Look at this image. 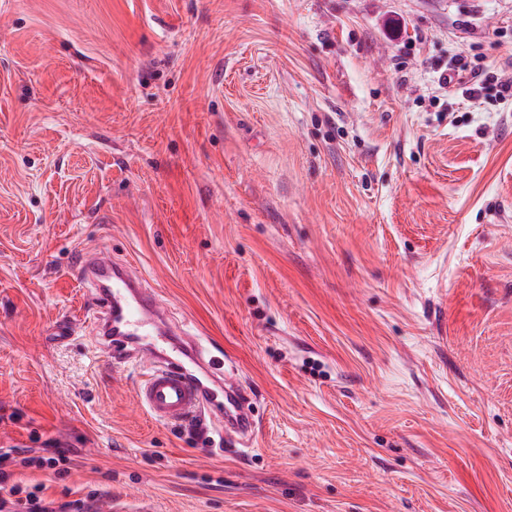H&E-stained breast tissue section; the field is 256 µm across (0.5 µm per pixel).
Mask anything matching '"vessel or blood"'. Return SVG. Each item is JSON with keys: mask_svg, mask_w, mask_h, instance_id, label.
I'll use <instances>...</instances> for the list:
<instances>
[{"mask_svg": "<svg viewBox=\"0 0 512 512\" xmlns=\"http://www.w3.org/2000/svg\"><path fill=\"white\" fill-rule=\"evenodd\" d=\"M78 276L90 288L89 311L100 327L99 344L106 357L141 368L136 395L157 421L183 424L205 416H223L224 439L243 443L252 422L245 410L248 396L239 384H225L223 397L206 394L180 358L192 355L195 366L213 372L218 357L200 349L194 338L183 337L175 354L164 352L173 330L155 297L142 288L130 265L117 262L110 252L82 253Z\"/></svg>", "mask_w": 512, "mask_h": 512, "instance_id": "vessel-or-blood-1", "label": "vessel or blood"}]
</instances>
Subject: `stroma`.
I'll use <instances>...</instances> for the list:
<instances>
[{
  "label": "stroma",
  "mask_w": 512,
  "mask_h": 512,
  "mask_svg": "<svg viewBox=\"0 0 512 512\" xmlns=\"http://www.w3.org/2000/svg\"><path fill=\"white\" fill-rule=\"evenodd\" d=\"M460 57L512 79V0H0V449L74 450L14 481L121 512H512V98ZM92 248L235 367L245 445L154 420L107 364ZM454 64L456 65L454 69H456L458 73L460 71L464 72L469 70V73L471 74L473 79V87L468 89L470 90V93L474 94L475 92H478L481 89L485 88V85L488 82L494 81L496 82L495 86L499 87L498 93L502 98L506 99V96L512 97V80L498 81L497 77L495 78L494 76H490L488 73H485L483 71L471 69L470 66L462 59L455 60Z\"/></svg>",
  "instance_id": "stroma-1"
}]
</instances>
